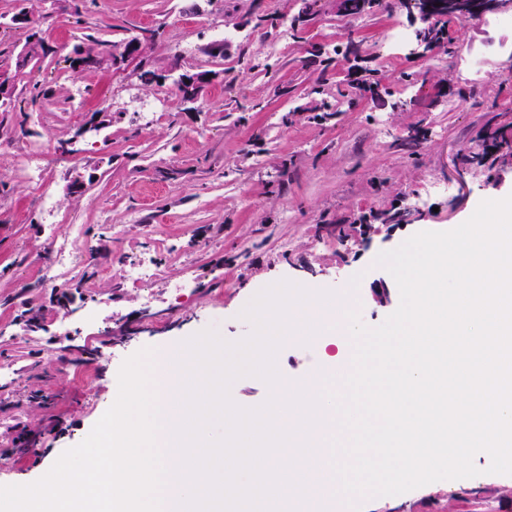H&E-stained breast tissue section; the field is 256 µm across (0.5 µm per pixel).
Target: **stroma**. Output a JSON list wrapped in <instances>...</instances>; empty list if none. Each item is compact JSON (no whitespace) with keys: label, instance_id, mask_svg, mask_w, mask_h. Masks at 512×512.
<instances>
[{"label":"stroma","instance_id":"stroma-1","mask_svg":"<svg viewBox=\"0 0 512 512\" xmlns=\"http://www.w3.org/2000/svg\"><path fill=\"white\" fill-rule=\"evenodd\" d=\"M388 3L355 19L337 0H320L315 20L298 25L295 0H0V48L24 44L12 23L22 11L55 48L8 72L17 90H50L28 107L23 130L13 131V113L0 116V336L15 338L0 345V485L39 480L45 460L82 442L115 402L126 358L178 348L208 329L240 341L253 330L243 309L280 281L342 293L359 277L360 318L380 325L400 304L395 280L375 264L380 253L422 231L452 230L480 201L512 194V167L462 162L487 128L512 123V29L498 31L509 51L485 55L478 84L433 55L387 62L391 27L412 26L400 0ZM222 29L235 38L223 57H210L205 48ZM146 30L153 36L141 58L71 65L88 39L120 46ZM352 44L358 56L335 64L337 48ZM244 54L268 69H247ZM143 64L165 74V85L144 87ZM351 68L380 88L323 118L314 86H345ZM195 70L216 78L186 102L175 82ZM163 92L170 99L161 110L145 109ZM411 126L423 140L409 150L402 141ZM61 141L67 153H57ZM43 146L53 152L50 214L22 171L27 152ZM77 178L83 188L74 193ZM441 182L451 193L438 191ZM395 207L412 209L407 223L381 220ZM52 241L71 244L81 260L64 278L66 309L44 275ZM148 254L161 277L124 281L117 260L132 265ZM87 266L97 272L91 287L80 282ZM381 286L390 292L384 304L373 295ZM19 294L42 308L40 327L20 317ZM140 311L154 315L150 328L137 321ZM323 361L321 342L296 338L275 359L289 382ZM32 386L47 396L44 409L30 407ZM29 439L33 451L14 455ZM490 463L477 455L478 476L371 498L362 512H512V497L499 492L512 475L489 473Z\"/></svg>","mask_w":512,"mask_h":512}]
</instances>
